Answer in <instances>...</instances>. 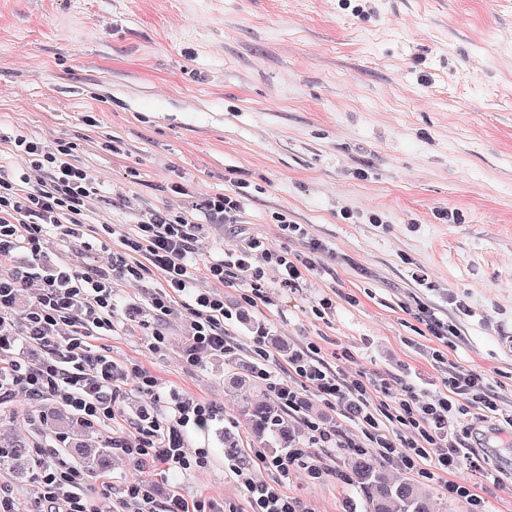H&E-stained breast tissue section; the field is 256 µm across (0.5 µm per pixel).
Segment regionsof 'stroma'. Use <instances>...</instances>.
<instances>
[{
	"label": "stroma",
	"instance_id": "obj_1",
	"mask_svg": "<svg viewBox=\"0 0 512 512\" xmlns=\"http://www.w3.org/2000/svg\"><path fill=\"white\" fill-rule=\"evenodd\" d=\"M0 130L72 143V160L99 181L91 221L132 228L148 211L198 209L219 193L247 197L235 226L211 224L197 259L243 236L296 255L325 243L318 270L289 294L270 284L268 304L227 272L226 325L243 364L258 349L279 361L317 345L331 366L417 388L439 384L432 358L487 376L512 410V0H0ZM184 193L177 194L173 185ZM285 215L306 238L286 237ZM160 276L116 283L121 324L90 341L99 354L144 361L163 393L222 411L186 446L205 448L201 470L170 477L121 457L86 479L98 512L120 489L148 481L157 501L175 493L246 512L224 471V432L239 392L220 354L194 365L185 311L166 321L165 355L145 359ZM333 314L314 308L322 296ZM456 326L447 344L418 320L419 307ZM315 422L358 438L356 422L301 388ZM146 399L128 385L114 420L89 444L132 435ZM468 416L461 439L498 477L461 469L483 512H512V434ZM320 470H295L286 491L308 512H366L345 479L340 448H310Z\"/></svg>",
	"mask_w": 512,
	"mask_h": 512
}]
</instances>
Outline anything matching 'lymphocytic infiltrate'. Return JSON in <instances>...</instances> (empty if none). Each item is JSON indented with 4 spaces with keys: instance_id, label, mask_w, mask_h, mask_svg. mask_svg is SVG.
Masks as SVG:
<instances>
[{
    "instance_id": "f902f5d3",
    "label": "lymphocytic infiltrate",
    "mask_w": 512,
    "mask_h": 512,
    "mask_svg": "<svg viewBox=\"0 0 512 512\" xmlns=\"http://www.w3.org/2000/svg\"><path fill=\"white\" fill-rule=\"evenodd\" d=\"M10 144L23 166L13 179L0 177V336L10 333L9 319L20 288L39 281L21 322L25 342L46 347L48 353L36 363L0 361V403L22 390L35 400H59L87 422L105 423L115 418L126 384L132 381L150 405L138 415L134 440L113 439L118 455L138 466L150 465L168 473L206 467L207 449L188 452L185 436L215 421L216 408L175 395L163 396L156 378L141 363L95 355L87 346L88 338L117 329L114 281H138L150 273L162 276L164 289L152 298L151 308L161 323L171 315L174 303H181L192 339V348L186 353L191 364L199 351L224 353L232 349L231 338L224 331L225 322L233 318L222 292L227 270H236L250 290L248 303L255 306L267 300L266 268H276L280 286L297 292L315 270L314 256L324 251V244L311 241L308 254L292 257L287 251L267 248L260 238L245 237L237 249L207 259L206 275L212 285L198 287L194 254L207 225L237 223L245 206L242 193H222L208 199L198 215L158 210L148 213L129 232L111 225V233L122 245L111 269L77 268L47 252L44 241L55 233L90 248L87 203L98 192L95 179L72 163L69 143L58 141L50 146L19 134ZM22 252L29 260L22 269L13 270ZM288 373L287 380L274 381L280 397L296 403L298 395L291 387L295 380L314 389L324 402L359 419L365 440L382 458H400L406 469L423 478L448 476L450 497L479 506L480 498L471 484L455 476L463 452L456 429L465 424L469 410L489 414L499 410L483 374L448 368L439 394L423 399L406 385L397 401L379 404L373 395L386 392V380L344 376L320 355L292 356ZM395 423L407 431V439H392L390 427ZM252 457L274 472V480L254 479L249 464L239 457L224 461L245 493L249 512H305L300 500L285 490L302 453L271 456L256 448ZM37 484L40 512H95L83 490L82 473L65 461L47 462ZM119 506L122 512H207L205 502H191L179 494L156 503L151 485L138 479L125 484Z\"/></svg>"
}]
</instances>
